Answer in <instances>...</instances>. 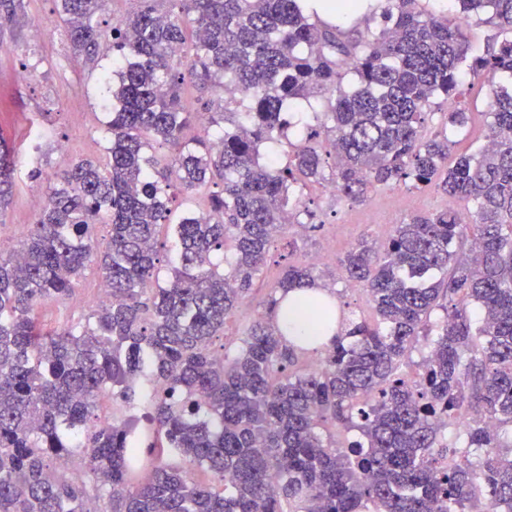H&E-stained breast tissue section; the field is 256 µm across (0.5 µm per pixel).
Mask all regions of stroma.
<instances>
[{"label":"stroma","mask_w":512,"mask_h":512,"mask_svg":"<svg viewBox=\"0 0 512 512\" xmlns=\"http://www.w3.org/2000/svg\"><path fill=\"white\" fill-rule=\"evenodd\" d=\"M37 22L43 26L38 36L32 32ZM100 71L98 61L73 55L57 22L56 0H24L16 23L0 26V134L18 143L13 192L7 204L0 206V242L14 243L23 237L64 158L103 155L107 140L98 124ZM487 98L483 82L463 86L460 101L470 121L456 136L457 152L482 143L490 121ZM307 197L322 227L306 232L296 227L274 242L263 274L223 335L214 338V346L240 343L253 319L263 312L270 285L287 267L309 265L325 249L331 258L324 269L333 277L339 305L345 311L369 315L365 293L342 279L339 259L354 244L384 236L410 215L433 212L449 203L434 189L405 185L380 189L361 203L338 199L326 184L308 189ZM98 284L96 267H89L70 300L43 308L45 324L84 321Z\"/></svg>","instance_id":"obj_1"}]
</instances>
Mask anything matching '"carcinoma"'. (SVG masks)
Masks as SVG:
<instances>
[{
  "mask_svg": "<svg viewBox=\"0 0 512 512\" xmlns=\"http://www.w3.org/2000/svg\"><path fill=\"white\" fill-rule=\"evenodd\" d=\"M110 2L58 0V14L74 54L112 57L99 79L112 138L69 161L0 250V512H512V0H457L491 27L480 51L417 0H332L334 25L308 0H134L109 27ZM23 3L0 0V24ZM363 10L383 25L347 36ZM475 78L491 121L452 158L425 122L444 104L445 129L466 126L452 101ZM188 80L216 96L202 112L183 105ZM317 96L328 110L303 134L289 115ZM14 171L0 134V200ZM171 180L197 196L176 221ZM319 182L351 202L410 183L453 205L340 260L371 317L345 321L317 296L282 305L291 289L333 292L317 266H290L239 355L211 349L275 237L319 228L303 194ZM95 254L111 301L47 327L39 308L69 299ZM280 308L320 335L280 328ZM336 323L325 357L298 368ZM105 393L125 413L101 417ZM74 448L92 494L60 473Z\"/></svg>",
  "mask_w": 512,
  "mask_h": 512,
  "instance_id": "carcinoma-1",
  "label": "carcinoma"
}]
</instances>
